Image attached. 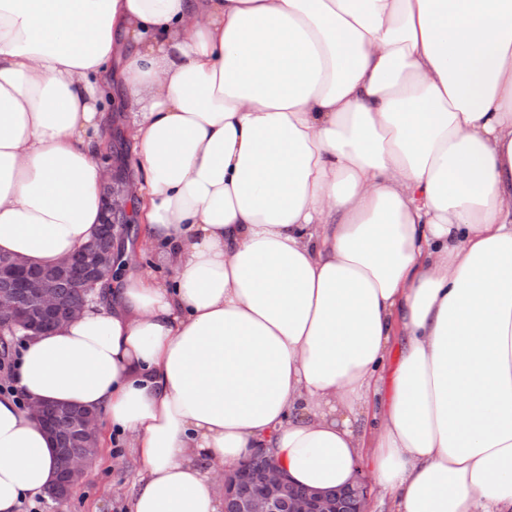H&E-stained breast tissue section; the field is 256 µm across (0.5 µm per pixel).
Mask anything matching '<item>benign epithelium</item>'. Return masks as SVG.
<instances>
[{"label":"benign epithelium","instance_id":"obj_1","mask_svg":"<svg viewBox=\"0 0 512 512\" xmlns=\"http://www.w3.org/2000/svg\"><path fill=\"white\" fill-rule=\"evenodd\" d=\"M112 186L107 197V223L111 224L112 236H120L125 225L117 219L126 215L133 194V182L113 174L112 167L103 170ZM85 257L89 267V278L100 282L115 273L114 252L96 242L86 246ZM0 275L6 278H21L25 299L11 291L0 290V324L9 323L25 330V335L44 333L43 316H53L61 306L50 279L34 272L18 258L0 257ZM35 420L43 427L54 444L55 453L65 452L68 438L79 440L86 451L82 455L69 457L67 467L56 471L54 486L57 499L63 500L75 483L87 473L92 459L98 454L99 419L90 410H74L52 402H35L30 405ZM289 481L281 466L271 461L265 469L261 491L240 501L241 512H277L280 504L288 498ZM306 512H334L335 507L323 492L309 489L302 497Z\"/></svg>","mask_w":512,"mask_h":512}]
</instances>
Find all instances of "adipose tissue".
Segmentation results:
<instances>
[{"instance_id": "1", "label": "adipose tissue", "mask_w": 512, "mask_h": 512, "mask_svg": "<svg viewBox=\"0 0 512 512\" xmlns=\"http://www.w3.org/2000/svg\"><path fill=\"white\" fill-rule=\"evenodd\" d=\"M117 126L142 237L28 337L0 512L54 482L36 401L126 440L127 512H224L257 448L316 489L371 457L388 512H512V0H0V254L93 237Z\"/></svg>"}]
</instances>
